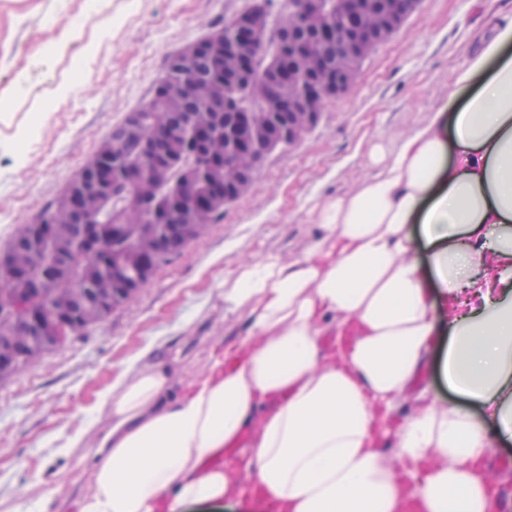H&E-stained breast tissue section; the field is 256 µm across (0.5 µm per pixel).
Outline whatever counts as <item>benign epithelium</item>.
<instances>
[{"label": "benign epithelium", "mask_w": 512, "mask_h": 512, "mask_svg": "<svg viewBox=\"0 0 512 512\" xmlns=\"http://www.w3.org/2000/svg\"><path fill=\"white\" fill-rule=\"evenodd\" d=\"M419 4L420 0H304L303 7L292 6L288 12L275 15L266 0H255L252 11L237 24L239 32L234 41L226 43L224 36L213 35L182 49L174 57L173 65L183 75L194 77V82L162 85L160 103L167 112H183L189 103L198 104L190 118L192 134L204 141L209 157L224 159L213 181L212 196L218 198L233 191L242 194L247 190V176L258 165L254 137L271 131L273 120L285 119L283 133L288 146L298 144L316 125L327 98L344 95L353 88L362 63L403 28ZM350 17L359 18V28L341 42L332 24ZM262 56L279 58L285 64L253 67L254 61ZM202 58L213 72L255 86L258 107L229 98L218 104L214 83L196 77ZM303 77L310 79V85L301 96L294 93L293 87ZM224 110L239 113V125L250 136L245 144L232 148L228 139L212 133L214 113ZM127 125L140 137L142 154L157 174L166 169L165 161L178 155L185 139V127L168 123L146 136L140 135L137 112L129 114ZM119 149L118 145L107 144L97 149L55 207L50 222L41 226L37 235L78 234L82 256L99 260L106 240L119 234L117 226L97 224L103 197L114 182L128 187L133 195L143 182L139 171L116 165L115 154ZM178 209L189 213V221L178 227V233L185 236L192 225L206 223L209 201L199 199L194 186L187 184ZM138 248L154 256L170 248V239L149 233ZM32 257V250L23 246L0 258V275H10L16 285L13 297H1L0 304L24 310L16 329L0 335V379L20 372V361L29 348L37 344H59L61 326L68 322L82 323L94 312H106L123 294L112 288L118 280L116 276H97L93 287L75 292L53 289L51 278L69 273L77 260L76 254L62 250L55 270L39 280L28 276Z\"/></svg>", "instance_id": "1"}]
</instances>
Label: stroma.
I'll list each match as a JSON object with an SVG mask.
<instances>
[{
  "label": "stroma",
  "instance_id": "1",
  "mask_svg": "<svg viewBox=\"0 0 512 512\" xmlns=\"http://www.w3.org/2000/svg\"><path fill=\"white\" fill-rule=\"evenodd\" d=\"M245 0H0V252L37 221L98 145L145 102L170 53L211 34ZM512 0H421L417 12L359 69L351 92L326 102L297 146L268 156L248 190L122 306L0 382V512H70L88 486L66 450L128 368L157 363L173 393L204 374L213 353L246 330L224 311V280L240 265L304 256L323 196L353 192L376 143L393 145L447 102L455 70ZM432 352L397 401L421 394L471 408L449 392ZM484 465L512 512V440Z\"/></svg>",
  "mask_w": 512,
  "mask_h": 512
}]
</instances>
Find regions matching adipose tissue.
Returning a JSON list of instances; mask_svg holds the SVG:
<instances>
[{
  "instance_id": "ef3b65f1",
  "label": "adipose tissue",
  "mask_w": 512,
  "mask_h": 512,
  "mask_svg": "<svg viewBox=\"0 0 512 512\" xmlns=\"http://www.w3.org/2000/svg\"><path fill=\"white\" fill-rule=\"evenodd\" d=\"M467 90L317 208L321 233L292 262L270 257L224 281L248 331L170 397L165 369L125 372L106 423L71 446L88 463L76 512H180L259 499L265 512H487L484 466L512 437V14L455 71ZM449 390L470 412L423 399L379 443V411L419 376L440 332ZM334 335L330 349L322 336ZM248 434L245 456L223 460ZM421 475L412 500L401 480Z\"/></svg>"
}]
</instances>
